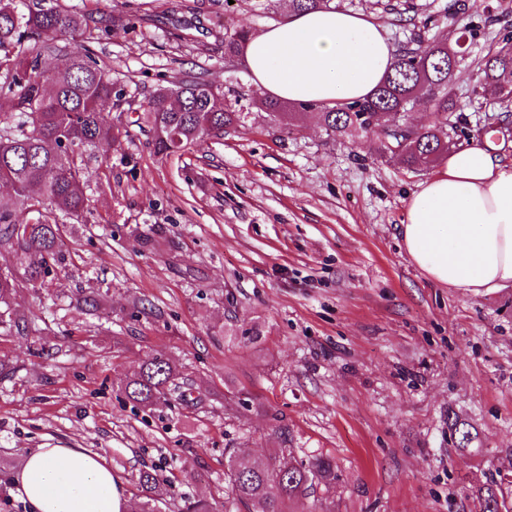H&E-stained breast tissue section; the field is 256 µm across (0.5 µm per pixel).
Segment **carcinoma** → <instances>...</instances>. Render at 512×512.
Wrapping results in <instances>:
<instances>
[{
	"label": "carcinoma",
	"mask_w": 512,
	"mask_h": 512,
	"mask_svg": "<svg viewBox=\"0 0 512 512\" xmlns=\"http://www.w3.org/2000/svg\"><path fill=\"white\" fill-rule=\"evenodd\" d=\"M0 0V90L10 99V110L0 112V333L28 335L30 323L12 307L20 288L44 285L53 268L62 263L58 224L47 206L72 217L84 213L89 187L82 178L84 153L121 135L107 121L106 112L127 103L109 76L106 63L85 46L70 48L66 39L84 33L87 18L59 6ZM291 12L325 9L330 0H289ZM249 31L243 27L224 35V56L239 55ZM465 49L459 44L440 47L416 37L396 52L391 73L370 96L352 102L300 104L318 110L326 130L333 135L362 133L377 124L385 112L404 113L419 100L436 112L425 128L400 124L384 135L386 148L399 152L411 169L430 165L448 153L445 127L452 112H462L450 87L454 67ZM512 72V39L489 48L479 66L472 90L477 101H491L499 110L512 112V88L501 76ZM260 107L271 120L286 125L294 118L288 104L261 98ZM140 120L152 132L158 154L170 156L209 136L224 134L242 119V113L224 109L214 87L202 75H187L167 88L153 92ZM24 226L23 235L16 227ZM124 394L144 407L189 402L186 383L161 354L148 356L125 383ZM448 429L461 451L477 449L479 432L456 412L448 411ZM282 448L266 460L254 459L237 448L228 449L224 481L247 512H288V505L329 487L336 480V464L321 453L297 460L288 447V431L278 430ZM137 512H153L151 504L165 494L156 474L138 476ZM479 512H509L497 490L483 486L476 495Z\"/></svg>",
	"instance_id": "carcinoma-1"
}]
</instances>
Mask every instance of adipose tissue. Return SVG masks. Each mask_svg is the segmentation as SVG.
<instances>
[{
	"label": "adipose tissue",
	"instance_id": "ef3b65f1",
	"mask_svg": "<svg viewBox=\"0 0 512 512\" xmlns=\"http://www.w3.org/2000/svg\"><path fill=\"white\" fill-rule=\"evenodd\" d=\"M395 50L384 27L335 9L297 13L251 36L244 48L255 83L284 102H350L384 78ZM404 248L437 285L483 294L512 285V168L487 146L456 149L410 197ZM30 512H127L124 485L85 448H38L15 475Z\"/></svg>",
	"mask_w": 512,
	"mask_h": 512
}]
</instances>
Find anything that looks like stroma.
I'll list each match as a JSON object with an SVG mask.
<instances>
[{"label": "stroma", "mask_w": 512, "mask_h": 512, "mask_svg": "<svg viewBox=\"0 0 512 512\" xmlns=\"http://www.w3.org/2000/svg\"><path fill=\"white\" fill-rule=\"evenodd\" d=\"M112 19L89 44L126 98L143 102L185 73H203L242 121L179 156L156 154L133 113L109 122L129 136L88 150L94 191L81 219L64 218V260L46 287L23 288L19 313L39 329L0 336V512H28L9 480L29 450L100 453L135 498L156 471L165 512L202 500L244 512L224 482L226 451L336 464L296 512H474L491 485L512 504V286L471 295L431 282L402 246L410 195L431 170L409 169L380 133L327 135L320 112L280 130L258 105L244 57L224 59V33L256 34L289 16L258 0H46ZM413 18L370 0L332 7L379 22L393 46L470 31L453 90L468 101L488 47L512 37V0H415ZM455 145L491 141L512 163V116L454 113ZM106 192H97L99 184ZM95 288L102 307L75 302ZM160 353L192 402L148 410L121 391ZM456 412L481 449L458 452ZM287 428L280 441L278 428Z\"/></svg>", "instance_id": "obj_1"}]
</instances>
